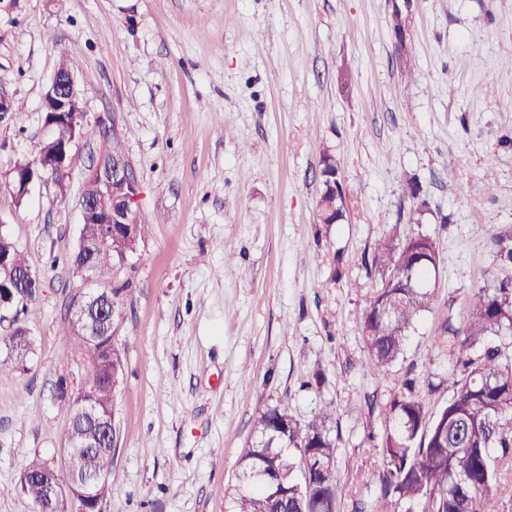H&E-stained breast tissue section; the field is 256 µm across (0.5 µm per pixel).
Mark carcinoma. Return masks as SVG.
I'll return each mask as SVG.
<instances>
[{"label":"carcinoma","mask_w":512,"mask_h":512,"mask_svg":"<svg viewBox=\"0 0 512 512\" xmlns=\"http://www.w3.org/2000/svg\"><path fill=\"white\" fill-rule=\"evenodd\" d=\"M323 191L319 207L324 224L345 216L336 159H321ZM139 237L114 238L93 256L100 277L137 250ZM413 237L394 231L380 240L371 265L382 285L366 306L360 326L369 353L370 374L381 376L404 357L408 335L430 310L435 293L422 284L436 275L439 258L422 260ZM0 284L13 281L28 267L11 238L0 233ZM25 324L14 318L0 340L20 362L32 340ZM512 336V280H494L478 288L459 317L448 316L438 343L448 348L453 369L448 404L428 416L425 398L412 384L384 406L393 428L376 445L382 467L367 476L374 491L353 501L352 512H493L497 495L512 493V352L489 346L490 337ZM103 408L112 407L115 386L96 358H91L83 387L69 391L60 383L57 401L71 415L84 391ZM333 411L323 409L301 422L287 408L275 406L258 418V436L242 455L233 487L234 512H338L335 458L338 437L332 434ZM263 469L278 482L274 488L253 477ZM34 512H66V501L47 500L44 485L18 483Z\"/></svg>","instance_id":"carcinoma-1"}]
</instances>
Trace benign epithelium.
I'll return each instance as SVG.
<instances>
[{"mask_svg":"<svg viewBox=\"0 0 512 512\" xmlns=\"http://www.w3.org/2000/svg\"><path fill=\"white\" fill-rule=\"evenodd\" d=\"M79 101L80 95L75 87L73 74L66 69L57 70L44 96L43 108L57 114L73 113L72 125L78 127L84 121ZM71 146L72 142L68 141L61 151L38 157L37 166H28L25 174L16 178L17 193H27L33 180L43 174L62 177L71 162ZM88 178L97 181L100 193L94 199L80 198L82 223L93 221L101 225V232L95 239H80L79 244L92 248L106 243L119 232H137L138 226L132 223L131 216L135 213L139 180L128 162L122 158L104 156L89 170ZM40 286L38 275L30 269L15 276L12 286L0 293V318L9 317L26 302L28 289ZM111 297V292L107 290L80 292L72 297L68 305V317L72 320L77 335L84 338L87 346L94 351L105 338L112 336ZM76 413L99 424L96 438L90 440L84 435L75 434L71 444L64 448L66 480L58 478L56 471L49 468L45 489L51 501L75 498L78 512H103V493L111 483L112 473L83 470L80 463L85 455L84 449L102 448L110 443L116 434L114 420L110 416L100 415L97 405L89 397L78 402Z\"/></svg>","mask_w":512,"mask_h":512,"instance_id":"benign-epithelium-1","label":"benign epithelium"}]
</instances>
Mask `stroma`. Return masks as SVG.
Segmentation results:
<instances>
[{
  "label": "stroma",
  "mask_w": 512,
  "mask_h": 512,
  "mask_svg": "<svg viewBox=\"0 0 512 512\" xmlns=\"http://www.w3.org/2000/svg\"><path fill=\"white\" fill-rule=\"evenodd\" d=\"M69 60L85 113L62 178L17 196L13 168L51 131L42 101ZM0 233L40 275L31 351L0 372V512L33 457L64 472L58 383L84 384L64 347L66 261L89 167L120 139L139 179L137 251L113 266L117 449L105 512H229L239 461L266 408L335 412L340 512L381 466L385 405L414 379L451 396L449 315L512 278L490 245L512 234V0H0ZM346 212L320 220L324 155ZM415 181L428 208L412 219ZM433 238L435 303L404 359L367 367L359 327L380 275L376 241ZM321 372V386L303 382Z\"/></svg>",
  "instance_id": "1"
}]
</instances>
